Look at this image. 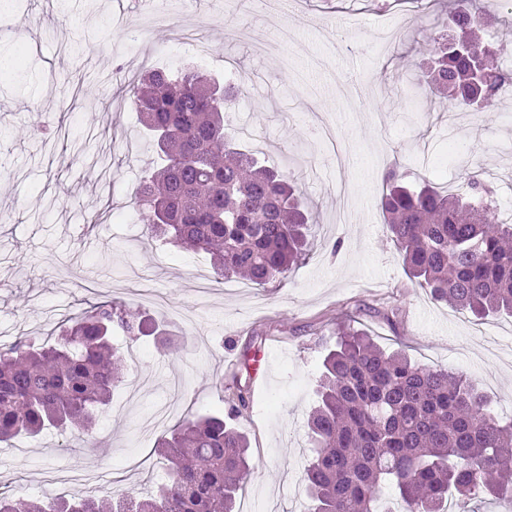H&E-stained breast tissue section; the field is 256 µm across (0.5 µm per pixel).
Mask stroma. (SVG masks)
<instances>
[{"instance_id": "stroma-1", "label": "stroma", "mask_w": 512, "mask_h": 512, "mask_svg": "<svg viewBox=\"0 0 512 512\" xmlns=\"http://www.w3.org/2000/svg\"><path fill=\"white\" fill-rule=\"evenodd\" d=\"M132 2L21 0L0 18V55L30 51L23 71L0 78V346L56 342L65 319L111 298L149 291L169 302L139 308L160 335L115 338L125 378L91 433L0 446V492L30 499L46 482L96 477L105 497L150 493L164 468L142 419L170 400L177 423L225 411V386L240 384L254 471L236 508L304 512L307 419L341 323L419 364L466 373L512 418V316L478 320L435 300L399 260L379 208L392 162L456 193L476 165L512 221V99L457 124L438 96L412 90L411 77L429 70L428 35L451 27L447 0H395L393 13L418 19L383 54L378 0H306L288 13L264 0H159L168 21L146 31ZM180 23L208 43L205 71L239 86L227 134L307 197L309 255L275 287L217 279L206 254L148 244L134 194L157 156L132 85L148 69L196 64L170 36ZM36 93L46 106L35 114ZM202 283L211 294L199 310ZM164 337L179 357L164 354Z\"/></svg>"}]
</instances>
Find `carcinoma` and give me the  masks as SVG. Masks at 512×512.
Masks as SVG:
<instances>
[{"label": "carcinoma", "instance_id": "obj_1", "mask_svg": "<svg viewBox=\"0 0 512 512\" xmlns=\"http://www.w3.org/2000/svg\"><path fill=\"white\" fill-rule=\"evenodd\" d=\"M476 0H455L453 34L428 37L430 92L470 110L494 105L512 73L499 47L478 34ZM481 66L491 84L477 86ZM133 103L153 133L163 165L135 196L149 244L204 252L221 277L264 288L308 253L310 217L302 193L229 143L228 92L205 73L153 71L133 87ZM464 199L429 183L416 187L399 167L383 177L380 207L389 237L411 277L433 297L481 319L512 312V224L496 218V190L469 175ZM118 330L145 335L143 317L106 300L69 318L55 344L18 339L0 348V442L50 427L85 431L124 378L112 344ZM227 414L182 421L163 431L155 451L167 477L155 494L119 498L61 495L48 502L0 495V512H237L253 466L247 436L231 421L249 408L244 389L226 388ZM318 401L308 419L313 453L303 482L310 512H380L379 491L395 486L404 512H444L448 496L512 498V422L501 423L460 372L420 366L346 325L323 360Z\"/></svg>", "mask_w": 512, "mask_h": 512}]
</instances>
